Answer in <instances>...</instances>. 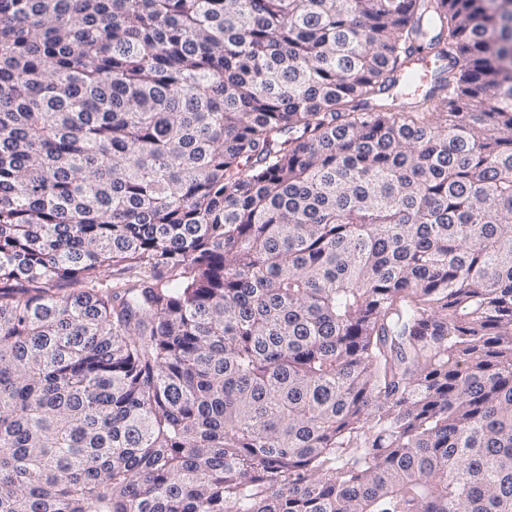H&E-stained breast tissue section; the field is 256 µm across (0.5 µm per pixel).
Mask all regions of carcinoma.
I'll return each instance as SVG.
<instances>
[{
	"mask_svg": "<svg viewBox=\"0 0 512 512\" xmlns=\"http://www.w3.org/2000/svg\"><path fill=\"white\" fill-rule=\"evenodd\" d=\"M0 512H512V0H0Z\"/></svg>",
	"mask_w": 512,
	"mask_h": 512,
	"instance_id": "carcinoma-1",
	"label": "carcinoma"
}]
</instances>
